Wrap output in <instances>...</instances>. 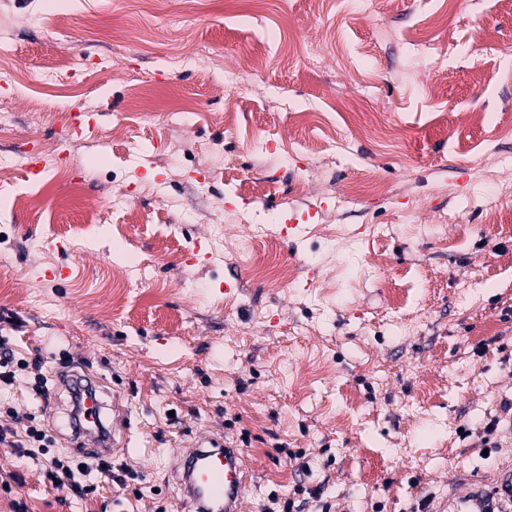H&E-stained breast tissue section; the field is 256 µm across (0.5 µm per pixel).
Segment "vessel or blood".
Instances as JSON below:
<instances>
[{
	"mask_svg": "<svg viewBox=\"0 0 512 512\" xmlns=\"http://www.w3.org/2000/svg\"><path fill=\"white\" fill-rule=\"evenodd\" d=\"M178 480L186 491L188 512H240L249 471L237 440L203 434L181 446ZM452 512H512V466L504 465L488 487L465 493Z\"/></svg>",
	"mask_w": 512,
	"mask_h": 512,
	"instance_id": "obj_1",
	"label": "vessel or blood"
}]
</instances>
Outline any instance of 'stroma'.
<instances>
[{
	"label": "stroma",
	"mask_w": 512,
	"mask_h": 512,
	"mask_svg": "<svg viewBox=\"0 0 512 512\" xmlns=\"http://www.w3.org/2000/svg\"><path fill=\"white\" fill-rule=\"evenodd\" d=\"M248 52L263 65L229 97ZM50 60L78 92L45 84ZM75 107L92 133L73 135ZM226 110L232 126L211 121ZM1 116L0 336L42 368L0 387V422L36 416L72 453L58 375L99 379L129 414L112 458L135 478L77 499L47 456L0 444V512H183L176 452L204 432L249 436L241 512H274L299 483L330 512H448L512 458V197L469 176L512 180L504 0H0ZM33 143L80 190L34 188ZM365 174L386 196L349 195ZM33 191L39 208L13 205ZM215 224L295 281L212 251ZM116 283L128 309L112 316Z\"/></svg>",
	"instance_id": "1"
}]
</instances>
